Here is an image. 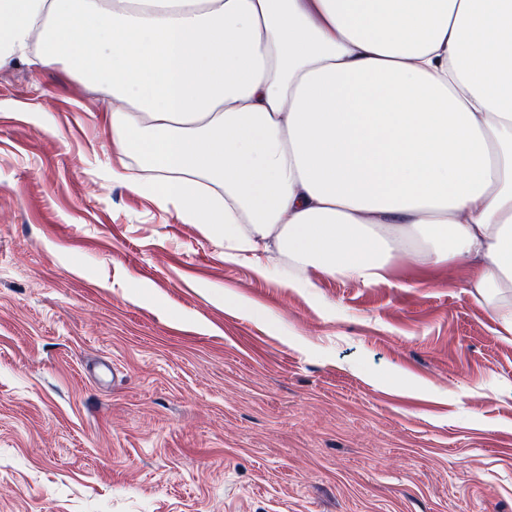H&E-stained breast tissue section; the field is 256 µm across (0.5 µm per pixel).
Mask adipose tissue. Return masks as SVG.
I'll return each instance as SVG.
<instances>
[{
  "label": "adipose tissue",
  "instance_id": "ef3b65f1",
  "mask_svg": "<svg viewBox=\"0 0 512 512\" xmlns=\"http://www.w3.org/2000/svg\"><path fill=\"white\" fill-rule=\"evenodd\" d=\"M62 58L152 173L109 177L225 255L459 261L512 335V0H0V67Z\"/></svg>",
  "mask_w": 512,
  "mask_h": 512
}]
</instances>
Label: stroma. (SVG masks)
<instances>
[{"mask_svg": "<svg viewBox=\"0 0 512 512\" xmlns=\"http://www.w3.org/2000/svg\"><path fill=\"white\" fill-rule=\"evenodd\" d=\"M112 139L68 61L0 69V512H512V335L462 263L281 285Z\"/></svg>", "mask_w": 512, "mask_h": 512, "instance_id": "stroma-1", "label": "stroma"}]
</instances>
